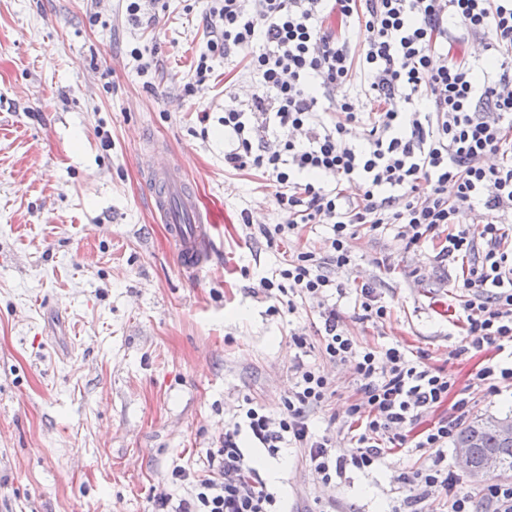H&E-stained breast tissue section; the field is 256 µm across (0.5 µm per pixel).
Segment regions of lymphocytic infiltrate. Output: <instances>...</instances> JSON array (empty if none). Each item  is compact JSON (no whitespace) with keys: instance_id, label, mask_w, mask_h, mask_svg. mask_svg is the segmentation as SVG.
<instances>
[{"instance_id":"f902f5d3","label":"lymphocytic infiltrate","mask_w":512,"mask_h":512,"mask_svg":"<svg viewBox=\"0 0 512 512\" xmlns=\"http://www.w3.org/2000/svg\"><path fill=\"white\" fill-rule=\"evenodd\" d=\"M331 16L337 28L326 26ZM203 21L209 38L196 62L195 90L205 89L217 61L235 54L254 87L247 106H224L231 141L224 164L261 170L290 216L259 234L272 246L303 224L332 228L324 251L297 254L259 286L274 314L316 301L321 355L355 364L358 397L348 415L361 431L344 457L335 434L312 429L309 413L329 402L333 384L305 362L306 338L293 337L296 382L279 416L247 403L219 447L207 450L203 469H172V482L189 484L188 497L164 493L155 505L158 512H280L277 494L255 478L239 446L241 431L272 452L283 444L302 449L306 466L328 484L345 466L376 467L383 441L442 455L470 413L462 398L451 414L421 428L454 380L411 360L400 345L360 351L347 335L331 303L343 287L331 272L350 265L349 240L359 227H403L413 246L444 237L443 260L468 255L483 240L482 256L462 280L469 298L457 352L512 344V256L501 248L499 220L512 212V0H211ZM355 24L368 34L358 50L349 39ZM357 70L365 81L358 92ZM367 99L380 111H365ZM355 125L365 129L363 144L351 137ZM350 181L362 186L361 198L345 194ZM478 206L492 217L476 232L460 218ZM403 482L404 503L414 512H426L440 490L448 512H476L479 501L490 512H512L511 483L474 495L436 462L404 474Z\"/></svg>"}]
</instances>
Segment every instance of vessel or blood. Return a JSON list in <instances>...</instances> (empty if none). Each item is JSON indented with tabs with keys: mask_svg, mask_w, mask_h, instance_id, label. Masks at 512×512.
Here are the masks:
<instances>
[{
	"mask_svg": "<svg viewBox=\"0 0 512 512\" xmlns=\"http://www.w3.org/2000/svg\"><path fill=\"white\" fill-rule=\"evenodd\" d=\"M147 180L148 207L158 221L168 224L182 268L193 271L203 267L211 249L208 226L214 223V216L200 208L177 172L152 170Z\"/></svg>",
	"mask_w": 512,
	"mask_h": 512,
	"instance_id": "b4317fda",
	"label": "vessel or blood"
}]
</instances>
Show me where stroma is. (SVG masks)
I'll list each match as a JSON object with an SVG mask.
<instances>
[{
	"instance_id": "1",
	"label": "stroma",
	"mask_w": 512,
	"mask_h": 512,
	"mask_svg": "<svg viewBox=\"0 0 512 512\" xmlns=\"http://www.w3.org/2000/svg\"><path fill=\"white\" fill-rule=\"evenodd\" d=\"M208 0H165L154 27L132 28L122 0H0V512H154L175 466L196 468L218 446L244 399L276 415L295 378L292 334L335 396L309 414L334 427L336 452L354 443L346 413L357 381L316 350L312 305L270 314L260 277L322 249L329 227H300L268 247L251 225L284 224L261 171L224 167V92L246 97L240 57L188 93L208 33ZM158 50L148 74L131 47ZM110 147H103V139ZM174 168L219 217L205 266L189 274L167 225L146 204V173ZM352 263L336 270V304L358 349L404 347L455 379L475 418L512 417V395L489 393L476 372L491 347L455 356L469 262L440 261L439 245L407 246L397 231L359 229ZM371 284L388 314L359 319ZM240 444L285 512L335 498L338 512H392L400 477L430 452L387 447L372 470L322 485L302 452Z\"/></svg>"
}]
</instances>
